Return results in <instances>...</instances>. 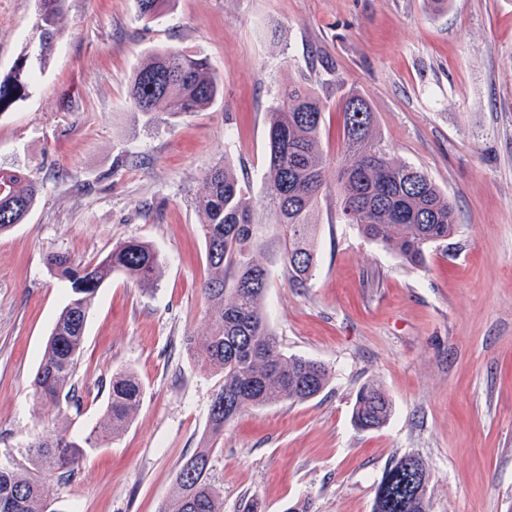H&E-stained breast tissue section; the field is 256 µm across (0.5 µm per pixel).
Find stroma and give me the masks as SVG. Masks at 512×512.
<instances>
[{
  "label": "stroma",
  "mask_w": 512,
  "mask_h": 512,
  "mask_svg": "<svg viewBox=\"0 0 512 512\" xmlns=\"http://www.w3.org/2000/svg\"><path fill=\"white\" fill-rule=\"evenodd\" d=\"M37 0H0V79L35 35ZM37 79L0 112V166L36 179L24 223L0 234V463L28 444L79 434L133 370L140 406L112 444L87 450L73 481H47L56 512H157L183 461L211 445L224 512H372L393 456L418 454L430 512H512V0H175L146 23L135 0H66ZM207 57L224 84L208 111L152 128L126 91L142 56ZM301 81L326 105L322 141L342 143L341 104L371 107L376 136L421 168L455 206L456 232L412 267L319 201V263L296 288L280 260L266 309L284 352L332 371L314 399L244 412L218 439L209 410L220 378L185 338L207 326L205 245L193 204L230 159L254 197L266 171L267 114ZM153 243L165 264L144 290L116 277L89 313L74 378L78 407L57 417L31 381L67 301L53 253L91 261L117 241ZM394 404L381 429L356 427L358 390Z\"/></svg>",
  "instance_id": "stroma-1"
}]
</instances>
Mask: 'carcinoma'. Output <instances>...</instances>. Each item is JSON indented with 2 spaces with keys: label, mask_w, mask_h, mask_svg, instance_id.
I'll return each instance as SVG.
<instances>
[{
  "label": "carcinoma",
  "mask_w": 512,
  "mask_h": 512,
  "mask_svg": "<svg viewBox=\"0 0 512 512\" xmlns=\"http://www.w3.org/2000/svg\"><path fill=\"white\" fill-rule=\"evenodd\" d=\"M64 0H38L37 40L29 42L11 76L0 80V110L26 87L29 74L45 64L61 34ZM172 0H136L137 16L151 23L168 13ZM223 95L210 61L177 49L144 57L129 81L131 111L147 127L172 118L205 112ZM325 105L309 88L291 82L281 103L269 113L267 167L261 202L239 180L229 159L202 177L195 199L199 233L205 244L208 277L202 285L208 330L186 337L195 363L221 376L209 428L213 435L250 407L301 403L320 394L331 379L316 360L285 353L269 325L265 300L270 271L256 259L268 249L286 267L293 285L307 287L318 264L312 213L328 187L330 157L321 130ZM343 151L336 164V207L342 223L355 224L368 239L411 266L426 261L429 248L454 231V205L421 169L399 161L380 146L373 112L359 96L342 103ZM40 194L24 173L0 168V232L22 223ZM268 212L277 233L257 236L258 210ZM50 272L68 290L32 380L34 393L57 409L78 404L72 380L84 346L85 325L94 299L116 274L139 288L158 279L163 258L150 242L124 239L97 260L76 261L67 254L47 258ZM141 386L130 371L112 376L106 410L81 437L58 432L29 445L31 468L0 464V512H55L42 473L70 481L78 474L85 449L116 440L131 422ZM393 402L377 384L364 386L353 409L355 423L367 430L383 427ZM210 449L197 450L177 472L172 493L158 512H224L221 489L212 480ZM426 465L414 453L395 457L377 486L372 512H429Z\"/></svg>",
  "instance_id": "obj_1"
}]
</instances>
